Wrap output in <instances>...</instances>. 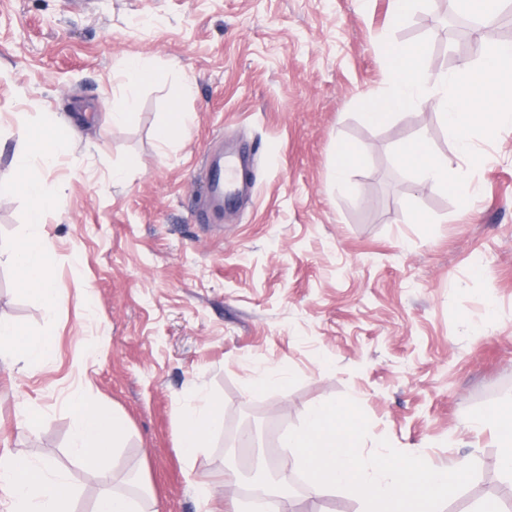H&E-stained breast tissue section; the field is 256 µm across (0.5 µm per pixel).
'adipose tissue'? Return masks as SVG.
Here are the masks:
<instances>
[{"label":"adipose tissue","instance_id":"1","mask_svg":"<svg viewBox=\"0 0 512 512\" xmlns=\"http://www.w3.org/2000/svg\"><path fill=\"white\" fill-rule=\"evenodd\" d=\"M77 128L58 132L33 128L28 132L27 151L18 162L19 176L12 188L31 201L28 214L31 231L15 247L9 259L19 274L26 292L39 296L47 309L54 311L61 298L52 286L50 268L53 253L43 232L45 216L54 205L55 193L42 181L30 176V169L54 165L77 138ZM400 163L423 181L447 187L462 202H470L479 192L476 183L452 177L448 160L436 156L426 136L405 142L398 151ZM0 345L13 350L17 360L31 366L43 360L47 344L43 339L24 336L14 323L0 320ZM220 419V406L214 402L187 410L181 418L180 446L186 456H193L203 437ZM467 426L472 430L493 427L502 448L500 467L512 472V409L495 414L472 417ZM127 431L125 417L94 405L83 406L77 418L72 439L73 455L88 466L100 480L103 489L93 512H138L134 496L112 489L113 475L105 461L122 446ZM0 489L10 498V512H71L74 491L67 477L23 457L0 459Z\"/></svg>","mask_w":512,"mask_h":512}]
</instances>
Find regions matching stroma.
I'll use <instances>...</instances> for the list:
<instances>
[{
	"instance_id": "1",
	"label": "stroma",
	"mask_w": 512,
	"mask_h": 512,
	"mask_svg": "<svg viewBox=\"0 0 512 512\" xmlns=\"http://www.w3.org/2000/svg\"><path fill=\"white\" fill-rule=\"evenodd\" d=\"M392 3L0 0V181L15 179L28 125L82 131L34 172L56 193L44 232L62 304L46 312L0 261V318L49 343L25 371L0 361V456L65 470L74 512H92L98 492L70 450L87 404L127 416L109 466L158 512L248 507L247 471L291 457L283 436L341 397L369 420L363 455L385 439L438 467L476 463L441 512H473L512 485L493 429L467 427L512 408V130L475 138L485 162L473 169L432 107L378 127L357 114L389 87L385 42L428 39L436 74L480 62L440 42L426 7L396 23ZM129 57L151 64V84L125 85ZM128 96L131 119L105 128ZM175 103L192 121L163 147L155 129ZM422 134L480 185L476 200L461 205L399 164L398 146ZM340 142L365 155L343 183ZM227 150L255 153L252 195L208 212L209 158ZM29 207L0 194V247L26 237ZM272 371L281 385L263 383ZM208 398L222 418L185 456L180 416ZM295 481V512H365L348 491L314 500Z\"/></svg>"
}]
</instances>
